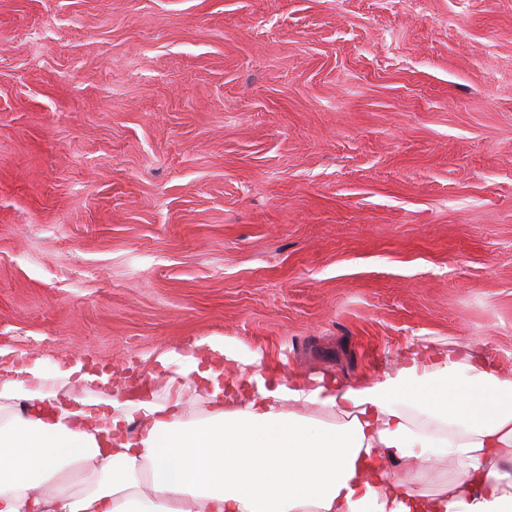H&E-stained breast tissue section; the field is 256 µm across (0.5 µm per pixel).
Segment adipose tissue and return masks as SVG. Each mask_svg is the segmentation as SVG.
Masks as SVG:
<instances>
[{"mask_svg":"<svg viewBox=\"0 0 512 512\" xmlns=\"http://www.w3.org/2000/svg\"><path fill=\"white\" fill-rule=\"evenodd\" d=\"M134 397L81 360L0 384V512H512V354L419 338L337 386L220 336Z\"/></svg>","mask_w":512,"mask_h":512,"instance_id":"ef3b65f1","label":"adipose tissue"}]
</instances>
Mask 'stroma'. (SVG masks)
<instances>
[{
  "label": "stroma",
  "instance_id": "stroma-1",
  "mask_svg": "<svg viewBox=\"0 0 512 512\" xmlns=\"http://www.w3.org/2000/svg\"><path fill=\"white\" fill-rule=\"evenodd\" d=\"M202 336L512 353V0H0V379Z\"/></svg>",
  "mask_w": 512,
  "mask_h": 512
}]
</instances>
